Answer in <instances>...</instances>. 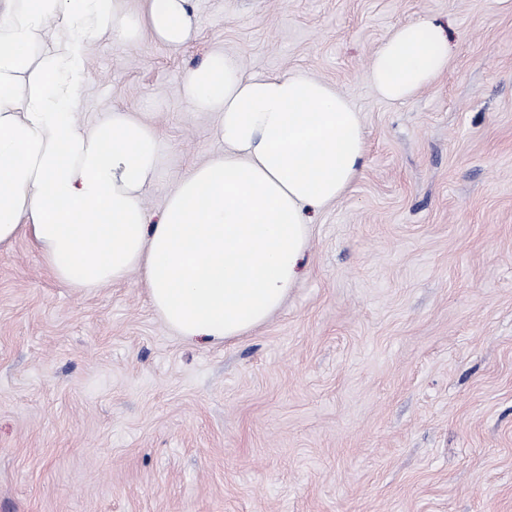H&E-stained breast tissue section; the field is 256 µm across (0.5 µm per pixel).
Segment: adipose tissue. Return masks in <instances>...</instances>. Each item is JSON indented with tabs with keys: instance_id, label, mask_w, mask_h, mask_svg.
I'll use <instances>...</instances> for the list:
<instances>
[{
	"instance_id": "1",
	"label": "adipose tissue",
	"mask_w": 512,
	"mask_h": 512,
	"mask_svg": "<svg viewBox=\"0 0 512 512\" xmlns=\"http://www.w3.org/2000/svg\"><path fill=\"white\" fill-rule=\"evenodd\" d=\"M0 0V244L21 236L72 288L138 275L182 339L219 343L264 324L296 287L310 242L308 210L340 200L367 141L359 112L300 73L247 75L216 55L188 71L191 111L216 114L223 155L193 165L153 220L146 192L165 144L146 121L113 108L78 120L85 39L126 43L142 32L176 50L195 32L192 0ZM58 36L47 40L48 28ZM448 33L396 27L365 77L387 101L412 98L448 69Z\"/></svg>"
}]
</instances>
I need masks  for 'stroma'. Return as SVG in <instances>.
<instances>
[{"mask_svg": "<svg viewBox=\"0 0 512 512\" xmlns=\"http://www.w3.org/2000/svg\"><path fill=\"white\" fill-rule=\"evenodd\" d=\"M194 37L85 41L79 118L119 107L167 144L164 196L222 153L185 73L223 54L305 72L359 112L365 167L311 212L283 309L188 342L138 276L59 283L0 246V512H512V0H193ZM448 32L447 71L387 102L397 26Z\"/></svg>", "mask_w": 512, "mask_h": 512, "instance_id": "1", "label": "stroma"}]
</instances>
